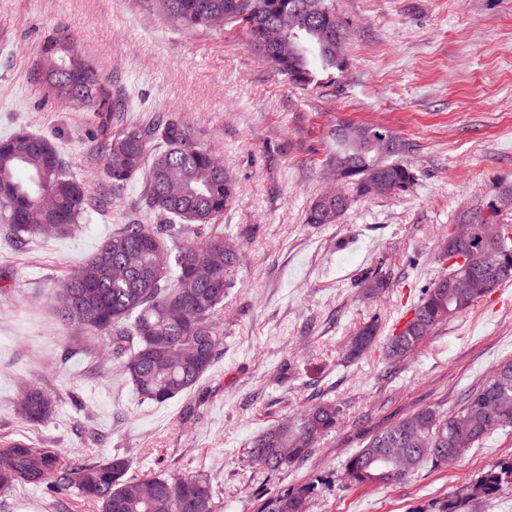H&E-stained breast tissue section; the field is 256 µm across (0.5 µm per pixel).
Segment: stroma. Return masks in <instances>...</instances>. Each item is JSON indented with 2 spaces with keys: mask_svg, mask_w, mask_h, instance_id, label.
I'll use <instances>...</instances> for the list:
<instances>
[{
  "mask_svg": "<svg viewBox=\"0 0 512 512\" xmlns=\"http://www.w3.org/2000/svg\"><path fill=\"white\" fill-rule=\"evenodd\" d=\"M333 6L350 28L346 67L330 87L303 90L260 61L242 29L188 33L152 0H0V136L52 138L91 198L107 200L69 239L18 248L0 230V437L65 454L120 452L138 477L206 474L224 512H256L257 489L304 480L316 483L310 512H410L512 459L507 428L394 486L339 480L364 433L422 407L455 410L512 360V282L401 362L387 363L381 342L343 357L363 323L377 320L385 337L410 317L421 289L447 273L440 243L461 215L512 187V0ZM60 27L129 99L125 122L178 117L237 185L217 226L244 254L219 318L224 346L198 387L166 404L139 400L100 338L66 327L48 301L112 231L146 218L142 180L116 189L104 176L93 113L44 95L36 50ZM343 123L412 143L404 161L417 181L354 201L338 223H305L310 200L336 185L330 133ZM368 272L389 278L388 292L364 299ZM33 385L57 401L39 425L14 406ZM317 401L339 408L336 431L287 475L255 468L253 438Z\"/></svg>",
  "mask_w": 512,
  "mask_h": 512,
  "instance_id": "35a3bbf8",
  "label": "stroma"
}]
</instances>
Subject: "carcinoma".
Returning a JSON list of instances; mask_svg holds the SVG:
<instances>
[{
  "label": "carcinoma",
  "mask_w": 512,
  "mask_h": 512,
  "mask_svg": "<svg viewBox=\"0 0 512 512\" xmlns=\"http://www.w3.org/2000/svg\"><path fill=\"white\" fill-rule=\"evenodd\" d=\"M168 18L188 31L243 29L249 44L269 66L296 87L323 85L321 75L345 68L341 54L349 32L331 0H153ZM37 75L48 95L78 104L102 117L98 130L107 138L103 171L116 189L145 178L147 205L156 223L123 224L55 289L51 302L65 324L100 335L122 366L124 378L143 401L165 404L197 387L214 365L223 345L217 316L241 262L236 238L210 231L236 198L232 177L210 152L194 141L191 128L177 117L162 115L149 126L127 125L111 131L112 113L125 111L112 80L76 48L67 30L46 37L38 52ZM391 139L381 151L377 133ZM336 150L328 159L340 165L349 192L319 195L309 204L305 222L334 224L355 198L369 196L379 180L384 194L405 192L416 181L401 157L413 149L392 130L378 125H343L331 132ZM155 139L164 149L151 150ZM0 224L8 226L15 246L41 234H77L88 218L91 201L85 184L74 177L65 158L47 137L19 131L0 137ZM464 220L481 231L482 263L460 271L456 254L444 250L456 276L439 278L422 289L413 315L388 337L390 359L412 355L434 332L468 311L495 288L512 279V269L496 278L487 265L498 261L497 245L505 225L473 210ZM201 262L218 273L219 287L190 277ZM125 267L142 277L129 282L114 269ZM362 294L376 298L389 288L377 275L360 282ZM378 324L372 320L351 336L348 355L357 359L373 345ZM29 423L46 422L54 400L32 386L17 403ZM340 410L319 401L288 420L259 433L252 441L250 463L268 475H285L306 461L320 441L336 430ZM512 428V360L471 391L456 411L444 414L421 408L373 432L343 465L341 481L352 488L395 485L422 465L446 466L458 458L456 446L472 448L488 435ZM512 484V459L499 462L477 481L464 486L436 512H466L473 500ZM41 488L54 497L71 496L99 512H219L210 480L200 473L147 479L130 474L129 459L64 455L51 448L35 450L22 440L0 439V491ZM312 482L283 485L273 493L257 492V512H309Z\"/></svg>",
  "instance_id": "cac0c4a2"
}]
</instances>
